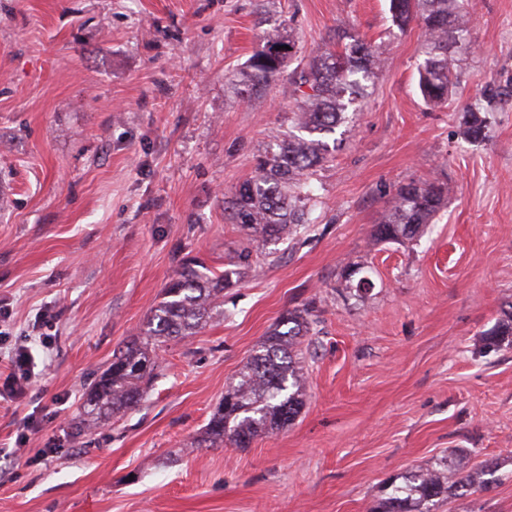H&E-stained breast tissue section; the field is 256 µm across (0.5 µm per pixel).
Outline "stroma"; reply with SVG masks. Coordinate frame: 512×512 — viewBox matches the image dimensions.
Wrapping results in <instances>:
<instances>
[{
  "instance_id": "stroma-1",
  "label": "stroma",
  "mask_w": 512,
  "mask_h": 512,
  "mask_svg": "<svg viewBox=\"0 0 512 512\" xmlns=\"http://www.w3.org/2000/svg\"><path fill=\"white\" fill-rule=\"evenodd\" d=\"M385 63L312 182L313 224L269 251L225 203L288 133L285 84L247 100L243 63L278 31L304 58L338 27ZM421 30L388 0H0V384L51 339L27 395L0 401V512H371L455 455L497 488L431 512H512V348L484 335L512 302V0H476L446 106L418 90ZM490 138L467 142V106ZM450 188L435 224L371 234L398 188ZM250 266L224 315L171 340L135 410L87 421L85 391L141 336L181 263ZM369 269L362 297L336 288ZM315 306L296 420L250 447L192 448L286 310Z\"/></svg>"
}]
</instances>
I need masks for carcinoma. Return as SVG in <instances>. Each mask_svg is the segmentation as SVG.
<instances>
[{"label":"carcinoma","mask_w":512,"mask_h":512,"mask_svg":"<svg viewBox=\"0 0 512 512\" xmlns=\"http://www.w3.org/2000/svg\"><path fill=\"white\" fill-rule=\"evenodd\" d=\"M475 0H389L392 24L406 28L416 20L421 28L417 67L418 87L431 107L448 104L457 73L448 63V39L465 36ZM341 49L308 61L297 59L292 37L272 33L261 50L244 66L239 94L246 99L260 95L280 78L288 77V92L297 103L291 122L295 131L259 156L256 174L229 201L232 223L264 243L277 244L311 223L314 193L310 175L336 151L333 138L344 123L349 108L356 106L382 67L379 47L348 30L337 33ZM297 66L285 73L292 61ZM488 118L479 108L465 110L463 136L470 141L488 137ZM448 185L438 180L410 183L400 188L390 209L373 230L376 242H399L420 233L448 201ZM205 264H184L164 289L163 298L151 312L142 337L112 357L109 368L94 382L86 406L99 421L132 410L143 399L146 386L160 367L158 351L172 337L192 336L210 319L224 315L218 303L224 289L239 277L237 268L219 275L204 272ZM363 271L359 263L348 264L339 287L365 290L367 282L352 278ZM312 310L295 307L280 317L224 393L206 427L192 442L194 448H218L229 443L247 448L258 436L278 430L300 413L305 402L306 376L298 357L302 338L312 331ZM512 346V306L492 329L485 345ZM499 463L491 460L463 471L443 464L403 477L391 484L389 496L375 512H430L425 505L448 493L466 497L488 491L501 481Z\"/></svg>","instance_id":"1"}]
</instances>
